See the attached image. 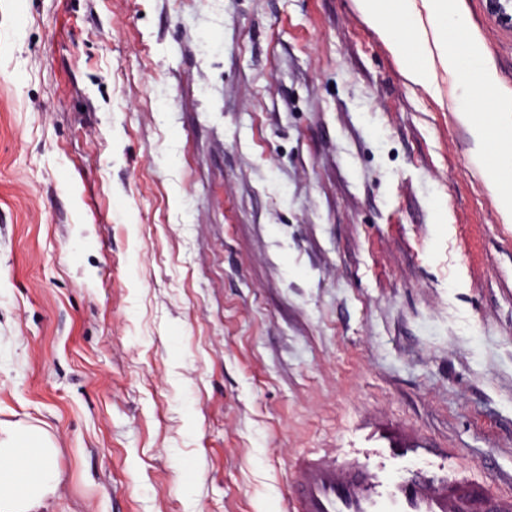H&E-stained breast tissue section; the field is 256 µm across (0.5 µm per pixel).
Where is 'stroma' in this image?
<instances>
[{
	"label": "stroma",
	"mask_w": 512,
	"mask_h": 512,
	"mask_svg": "<svg viewBox=\"0 0 512 512\" xmlns=\"http://www.w3.org/2000/svg\"><path fill=\"white\" fill-rule=\"evenodd\" d=\"M471 148L355 0H0V420L57 443L47 512H280L291 458L386 428L511 487Z\"/></svg>",
	"instance_id": "35a3bbf8"
}]
</instances>
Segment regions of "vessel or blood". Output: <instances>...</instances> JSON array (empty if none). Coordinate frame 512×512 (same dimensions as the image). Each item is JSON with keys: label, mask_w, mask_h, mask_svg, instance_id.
Wrapping results in <instances>:
<instances>
[{"label": "vessel or blood", "mask_w": 512, "mask_h": 512, "mask_svg": "<svg viewBox=\"0 0 512 512\" xmlns=\"http://www.w3.org/2000/svg\"><path fill=\"white\" fill-rule=\"evenodd\" d=\"M449 457L447 449L388 434L332 460L300 455L290 463L282 512H512V496Z\"/></svg>", "instance_id": "b4317fda"}]
</instances>
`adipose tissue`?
Masks as SVG:
<instances>
[{"label": "adipose tissue", "instance_id": "1", "mask_svg": "<svg viewBox=\"0 0 512 512\" xmlns=\"http://www.w3.org/2000/svg\"><path fill=\"white\" fill-rule=\"evenodd\" d=\"M365 20L386 41L405 78L436 99H449L473 141V157L502 216L512 222V135L503 123L479 121V103L491 97L495 74L475 50L460 53L466 31L450 0H355ZM510 168L488 165V145ZM58 448L41 427L0 421V512H44L61 483Z\"/></svg>", "mask_w": 512, "mask_h": 512}]
</instances>
